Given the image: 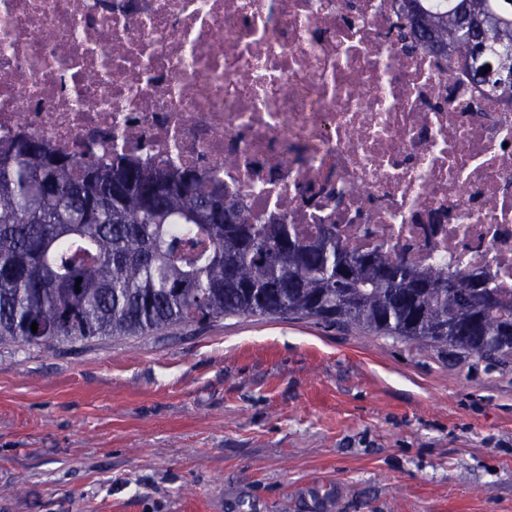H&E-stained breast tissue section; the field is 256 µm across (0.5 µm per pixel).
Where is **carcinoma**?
<instances>
[{"label":"carcinoma","mask_w":512,"mask_h":512,"mask_svg":"<svg viewBox=\"0 0 512 512\" xmlns=\"http://www.w3.org/2000/svg\"><path fill=\"white\" fill-rule=\"evenodd\" d=\"M421 47L453 45L471 77L512 101V0H408ZM500 22L459 32L467 14ZM489 68L486 73L483 68ZM82 279L76 283V279ZM296 316L418 344L512 355V297L487 270L352 250L247 215L196 169L100 163L29 133L0 142V344L151 336L227 318ZM37 323V332L31 324Z\"/></svg>","instance_id":"1"}]
</instances>
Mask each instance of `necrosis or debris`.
Instances as JSON below:
<instances>
[{
    "mask_svg": "<svg viewBox=\"0 0 512 512\" xmlns=\"http://www.w3.org/2000/svg\"><path fill=\"white\" fill-rule=\"evenodd\" d=\"M21 131L512 295V103L416 47L403 0H0V140Z\"/></svg>",
    "mask_w": 512,
    "mask_h": 512,
    "instance_id": "necrosis-or-debris-1",
    "label": "necrosis or debris"
}]
</instances>
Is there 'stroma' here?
I'll return each mask as SVG.
<instances>
[{
  "label": "stroma",
  "mask_w": 512,
  "mask_h": 512,
  "mask_svg": "<svg viewBox=\"0 0 512 512\" xmlns=\"http://www.w3.org/2000/svg\"><path fill=\"white\" fill-rule=\"evenodd\" d=\"M0 512H512V358L307 319L0 345Z\"/></svg>",
  "instance_id": "1"
}]
</instances>
